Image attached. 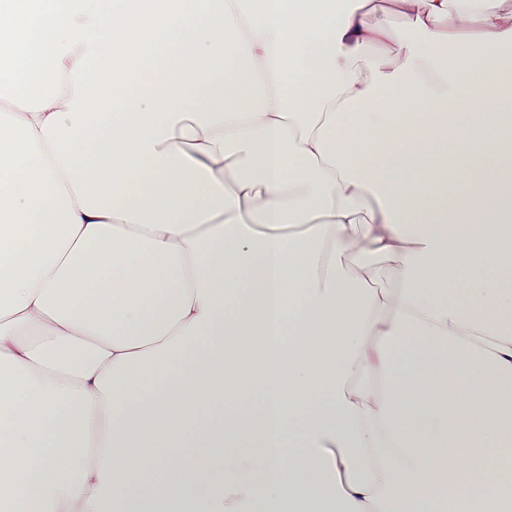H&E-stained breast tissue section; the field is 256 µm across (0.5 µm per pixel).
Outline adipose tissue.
<instances>
[{"mask_svg": "<svg viewBox=\"0 0 512 512\" xmlns=\"http://www.w3.org/2000/svg\"><path fill=\"white\" fill-rule=\"evenodd\" d=\"M374 2L0 10V512H512V12Z\"/></svg>", "mask_w": 512, "mask_h": 512, "instance_id": "1", "label": "adipose tissue"}]
</instances>
